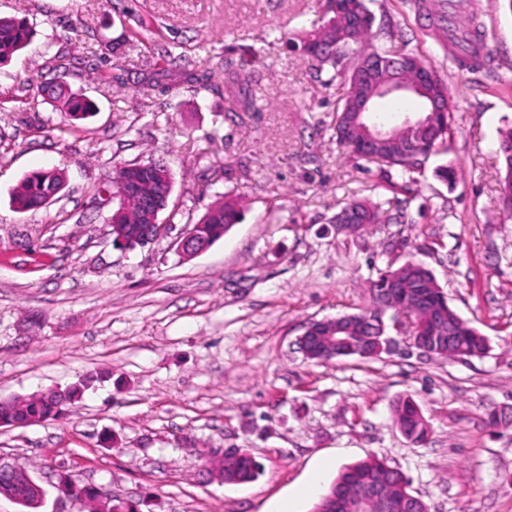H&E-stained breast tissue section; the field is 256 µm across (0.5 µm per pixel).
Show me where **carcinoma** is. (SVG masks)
Wrapping results in <instances>:
<instances>
[{"label": "carcinoma", "instance_id": "carcinoma-1", "mask_svg": "<svg viewBox=\"0 0 512 512\" xmlns=\"http://www.w3.org/2000/svg\"><path fill=\"white\" fill-rule=\"evenodd\" d=\"M335 0H318L320 12L324 14L322 24L310 31H305L297 40L290 42V48L297 51L306 59L316 77H321L327 71L332 73L326 84L337 83L339 96L336 103V117L334 130L339 146L369 163L381 168L397 167L404 172H415L425 160L436 151L437 147L446 143L452 133L453 105L448 88L443 81L435 79L425 92L419 95L424 112H429L432 101L437 100L448 105V111L437 112L434 115L436 132L429 140L420 138L414 128H400L386 136V140L379 143L374 150L363 153L356 145V140L367 133L366 127L383 126L382 119L377 111L367 112L363 115L361 123H356L354 104L356 100L373 95L370 84L364 82L362 73L358 70L364 60H377V75L386 79L393 73L391 60L394 53L380 51L374 46V41L383 34V30L374 29L375 18L365 4V0H345V8L334 11ZM416 13H425L430 19L447 20L444 5L429 3L427 0H413ZM444 35L448 41L449 52L456 57L475 54L479 51L476 42L469 38V32L460 31L445 26H438L435 35ZM32 40V33L23 20L0 17V65L8 63L19 55ZM399 57L412 62V65L402 68L400 76L407 82H414L419 76L416 65H426L419 56L411 53H401ZM161 70L167 75L181 80L186 76L198 88L209 90L212 88L210 72L207 70H173L166 66ZM252 76L243 66L237 64L232 58H224V92L234 98L235 105L243 112L256 109L254 99L250 94ZM62 109L67 112L70 119L76 122L83 121L92 115V105L83 98L69 96L62 101ZM512 131L506 133L500 140L499 152L505 163L504 177L512 175ZM126 177L138 180L143 186L150 187L156 182V171L152 167L138 168L136 164H126L114 170L112 180H122ZM66 181L63 173L59 171H35L27 175L13 194V199L28 210L42 207L48 194L57 191L54 199L60 198V192L65 188ZM349 206L361 208L370 224L390 222L382 219L380 207L368 201L351 200ZM241 219L239 196L230 192L212 204L202 217V224L197 232L199 237L215 243L224 236L233 225ZM421 264L408 262V267L401 272L400 280L403 286L410 291V297L405 301L397 302L403 315L410 322L409 331L415 333L417 327L422 326L425 332L432 330L430 313L433 310L443 311L442 320L438 324L439 332L443 335H452L450 346L442 349L441 355L457 360H470L484 357L489 347L485 344V336L475 327L464 321L458 313L444 301L445 293L434 278H426L420 271ZM84 392V385H74L64 391L49 390L27 399L21 406H16L9 399L0 400V425L10 427L15 421L37 419L46 421L54 419L66 411V407L79 401ZM394 415L400 431L409 439L418 444L428 440V425L423 421V415L413 399L406 397L400 400L395 408ZM224 459V481L229 484H245L254 481L260 474L261 467L251 457H236L223 455V449L216 448L211 453L209 464ZM366 478L380 480L389 495L397 494L396 481L387 474L380 473L370 457L344 467L336 481L331 485V493H348L351 489ZM74 492L80 497L87 512H93V505L97 503L94 488L78 480L71 482Z\"/></svg>", "mask_w": 512, "mask_h": 512}]
</instances>
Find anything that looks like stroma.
Instances as JSON below:
<instances>
[{"mask_svg":"<svg viewBox=\"0 0 512 512\" xmlns=\"http://www.w3.org/2000/svg\"><path fill=\"white\" fill-rule=\"evenodd\" d=\"M449 2L482 35L480 69L460 71L410 0H367L376 27L402 33L379 47L426 57L456 106L450 140L408 180L337 146L336 87L280 39L318 25L316 0H0V16L33 31L0 67V398L89 383L69 415L0 427V457L48 488L43 512L70 508L52 489L60 469L116 500L147 497L141 512H311L370 455L406 473L430 512H512V220L498 152L512 130V10ZM164 48L210 71L211 89L159 74ZM60 54L78 69L58 75ZM228 57L251 72L258 111L225 96ZM56 83L94 116L72 123L40 93ZM147 160L173 176L163 219L182 227L236 189L240 223L188 261L170 237L113 246L93 191ZM41 169L64 172L62 199L15 211V188ZM353 197L392 223L336 233ZM411 258L490 338L487 356L426 358L401 332L377 359L303 358L307 322L368 307L379 271ZM405 396L430 425L424 444L394 422ZM492 413L506 424L489 426ZM212 448L246 449L263 472L218 483Z\"/></svg>","mask_w":512,"mask_h":512,"instance_id":"obj_1","label":"stroma"}]
</instances>
